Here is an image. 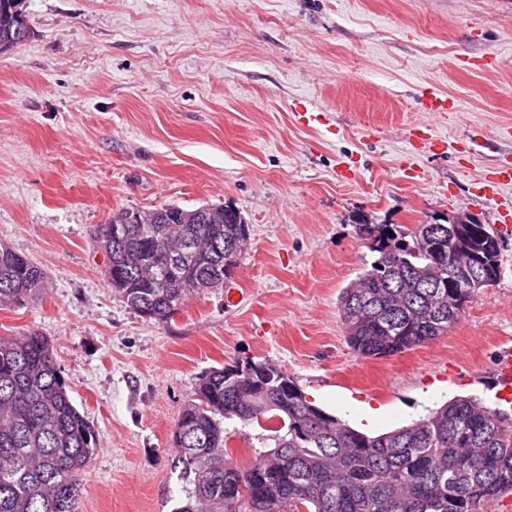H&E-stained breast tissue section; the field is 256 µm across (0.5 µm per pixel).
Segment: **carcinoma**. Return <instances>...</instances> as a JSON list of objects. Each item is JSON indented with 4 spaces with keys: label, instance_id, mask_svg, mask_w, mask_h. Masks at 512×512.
<instances>
[{
    "label": "carcinoma",
    "instance_id": "carcinoma-1",
    "mask_svg": "<svg viewBox=\"0 0 512 512\" xmlns=\"http://www.w3.org/2000/svg\"><path fill=\"white\" fill-rule=\"evenodd\" d=\"M22 0H0V52L25 42ZM186 208L140 209L94 241L126 257L117 289L135 313L166 322L200 294V278L229 277L248 242L241 213L222 205L215 224H184ZM376 258L343 289L346 341L360 356H394L448 333L464 304L500 275V238L487 224H417L410 240L364 220ZM173 257L168 276L158 260ZM469 275L466 288L457 280ZM42 269L0 245V305L37 298ZM275 419L274 445L246 467L228 461L224 421ZM189 484L176 512H485L512 493V417L457 397L424 417L369 436L308 401L281 369L247 362L198 380L172 435ZM97 450L73 403L53 345L37 332L0 339V512H76L79 477Z\"/></svg>",
    "mask_w": 512,
    "mask_h": 512
}]
</instances>
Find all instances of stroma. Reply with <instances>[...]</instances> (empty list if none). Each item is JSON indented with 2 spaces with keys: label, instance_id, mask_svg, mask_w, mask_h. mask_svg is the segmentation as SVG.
Here are the masks:
<instances>
[{
  "label": "stroma",
  "instance_id": "35a3bbf8",
  "mask_svg": "<svg viewBox=\"0 0 512 512\" xmlns=\"http://www.w3.org/2000/svg\"><path fill=\"white\" fill-rule=\"evenodd\" d=\"M31 30L0 55V244L46 277L0 306V338L47 336L99 449L77 512H175L172 434L199 376L269 363L307 400L375 434L457 395L493 398L512 342V230L480 190L512 151V0H25ZM459 54L498 68L458 71ZM459 111L426 112V91ZM320 112L305 125L298 107ZM431 125L454 151L408 155ZM419 177H411L407 164ZM240 211L247 251L223 287L165 322L109 287L93 237L122 209ZM465 211L498 231L501 273L448 335L385 358L347 344L339 297L373 254L360 220ZM237 305L226 306L227 289Z\"/></svg>",
  "mask_w": 512,
  "mask_h": 512
}]
</instances>
